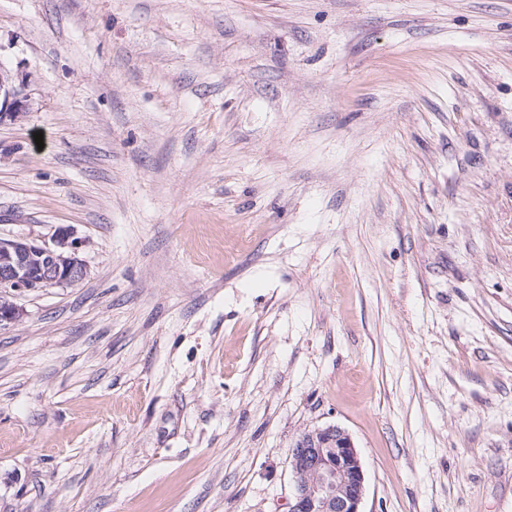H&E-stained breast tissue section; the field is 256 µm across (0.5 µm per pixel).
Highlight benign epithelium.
Wrapping results in <instances>:
<instances>
[{
  "label": "benign epithelium",
  "mask_w": 512,
  "mask_h": 512,
  "mask_svg": "<svg viewBox=\"0 0 512 512\" xmlns=\"http://www.w3.org/2000/svg\"><path fill=\"white\" fill-rule=\"evenodd\" d=\"M23 83L0 60V122H16L27 112ZM88 242L70 228L53 243L35 239L0 240V326L15 322L21 311L18 293L81 282L86 267L79 257ZM292 495L289 512H362L365 471L351 435L337 425L302 432L289 449Z\"/></svg>",
  "instance_id": "benign-epithelium-1"
}]
</instances>
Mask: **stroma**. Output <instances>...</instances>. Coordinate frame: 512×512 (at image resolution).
Segmentation results:
<instances>
[{"label": "stroma", "mask_w": 512, "mask_h": 512, "mask_svg": "<svg viewBox=\"0 0 512 512\" xmlns=\"http://www.w3.org/2000/svg\"><path fill=\"white\" fill-rule=\"evenodd\" d=\"M0 512H512V0H0ZM42 141H35V133ZM18 73L0 61V122L19 121L27 112L26 97L22 93L23 77L21 82ZM86 245L70 228L60 229L52 245L27 238L1 239L0 326L20 318L13 301L17 293L80 283L87 271L79 252ZM289 512H363L365 471L351 435L337 425L302 432L289 449Z\"/></svg>", "instance_id": "stroma-1"}]
</instances>
